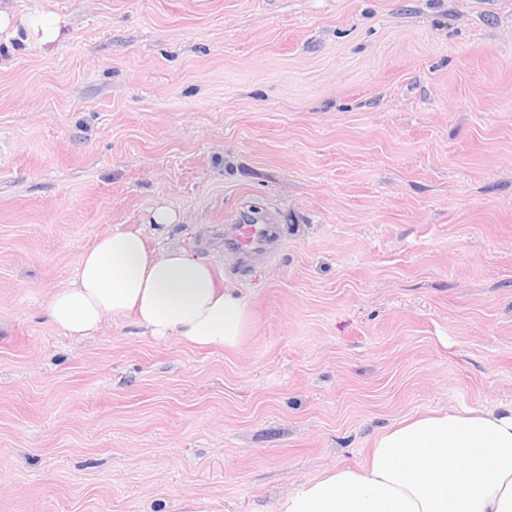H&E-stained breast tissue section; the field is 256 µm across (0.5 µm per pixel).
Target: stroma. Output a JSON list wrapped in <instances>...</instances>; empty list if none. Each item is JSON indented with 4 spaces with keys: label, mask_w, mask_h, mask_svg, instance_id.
I'll return each instance as SVG.
<instances>
[{
    "label": "stroma",
    "mask_w": 512,
    "mask_h": 512,
    "mask_svg": "<svg viewBox=\"0 0 512 512\" xmlns=\"http://www.w3.org/2000/svg\"><path fill=\"white\" fill-rule=\"evenodd\" d=\"M12 13L0 512H258L413 412L512 403V0ZM261 211L280 234L245 266L224 225ZM117 228L206 259L249 335L194 349L129 315L62 335L50 295Z\"/></svg>",
    "instance_id": "35a3bbf8"
}]
</instances>
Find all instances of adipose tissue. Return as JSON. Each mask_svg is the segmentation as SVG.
Here are the masks:
<instances>
[{
    "instance_id": "obj_1",
    "label": "adipose tissue",
    "mask_w": 512,
    "mask_h": 512,
    "mask_svg": "<svg viewBox=\"0 0 512 512\" xmlns=\"http://www.w3.org/2000/svg\"><path fill=\"white\" fill-rule=\"evenodd\" d=\"M47 312L69 336L131 313L152 335L197 348H236L252 325L247 302L219 288L207 262L177 247L147 250L140 234L119 229L81 254ZM266 512H512V405L401 418L360 466L327 470Z\"/></svg>"
}]
</instances>
